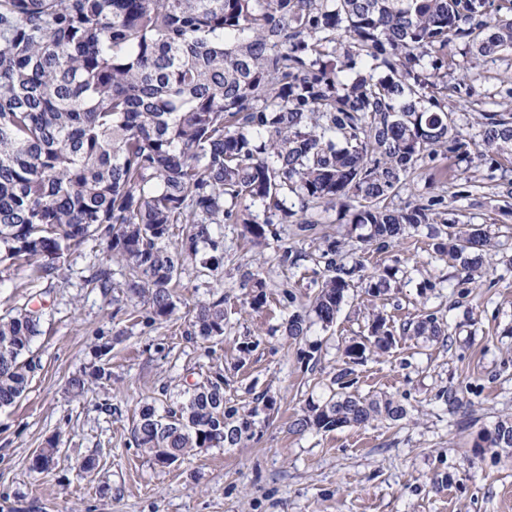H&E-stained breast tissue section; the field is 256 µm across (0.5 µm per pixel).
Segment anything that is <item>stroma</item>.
I'll return each mask as SVG.
<instances>
[{
  "instance_id": "35a3bbf8",
  "label": "stroma",
  "mask_w": 512,
  "mask_h": 512,
  "mask_svg": "<svg viewBox=\"0 0 512 512\" xmlns=\"http://www.w3.org/2000/svg\"><path fill=\"white\" fill-rule=\"evenodd\" d=\"M467 59L464 44L453 43L447 110L467 154L424 158L388 204L402 209L434 199L437 228L483 227L492 246L482 254L481 283L433 252L427 227L379 251L366 243L368 227L351 223L339 206L319 214L316 235L277 224L259 246L244 239L242 225H224L220 279L185 265L184 309L217 291L226 298L220 340H188L184 320L152 324L85 287L102 259L98 241L66 256L50 281L30 266L0 265V314L23 306L41 314L34 377L19 402L0 409V512H512V451L478 456L471 448L480 427L512 416V195L502 179L512 158L481 146L486 114L512 99V55L482 62L476 81L462 76ZM331 243L337 264L358 267L359 275L331 326L314 321L305 336L289 339L288 317L309 305L326 278L322 252ZM285 250L295 264L280 262ZM379 267L395 275L373 297L365 285ZM248 269L260 270L266 284L257 309L242 285ZM286 290L294 304H284ZM379 311L396 328L425 311L451 325L450 340L399 334L388 353L368 351L354 364L353 392L395 396L404 418L293 431L302 411L328 396L346 348L367 335ZM247 337L257 345L240 352ZM106 344L112 350L104 356ZM103 362L110 381L73 397L69 380ZM217 371L232 403L272 400L253 437L178 466L153 465L129 442L136 408L166 407L186 383ZM449 389L464 402L459 414L442 398ZM107 396L119 415L99 410ZM55 438L53 470L31 471L32 453ZM88 458L94 470L79 474Z\"/></svg>"
}]
</instances>
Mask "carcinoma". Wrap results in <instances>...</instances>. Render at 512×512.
<instances>
[{"label": "carcinoma", "mask_w": 512, "mask_h": 512, "mask_svg": "<svg viewBox=\"0 0 512 512\" xmlns=\"http://www.w3.org/2000/svg\"><path fill=\"white\" fill-rule=\"evenodd\" d=\"M488 8V0H0V265H33L50 281L64 255L95 238L103 257L87 285L115 292L109 263H123L127 298L156 323L178 310L174 284L186 261L219 273L224 224L243 225L260 245L271 216L295 218L307 236L317 227L312 210L340 204L351 223L370 226L367 242L388 247L405 227L430 223L435 206L389 210L401 177L426 156L464 147L435 95L448 89V47L460 40L477 58L512 54V7L490 21ZM358 60L382 75L342 80ZM482 146H512V100L486 117ZM290 193L297 212L286 205ZM489 246L470 227L433 250L474 277L476 251ZM335 254L332 246L324 253L332 275L311 302L325 326L357 271L336 267ZM391 277L376 270L367 293L380 295ZM244 284L262 306L260 273L246 271ZM309 313L292 312L289 338L307 331ZM188 315V338H224V295ZM40 321L33 309L0 315V408L27 389L35 365L23 356ZM402 331L449 337L433 312ZM393 340L377 314L347 357L369 345L384 353ZM351 375L340 369L334 394L293 427L333 430L406 414L391 396L350 391ZM110 377L103 363L69 387L80 396ZM184 394L161 412L142 407L133 423V444L153 464L175 466L252 437L259 407L227 405L222 374ZM472 448L511 449L512 418L481 428ZM58 453L59 441H46L30 470L49 471Z\"/></svg>", "instance_id": "carcinoma-1"}]
</instances>
